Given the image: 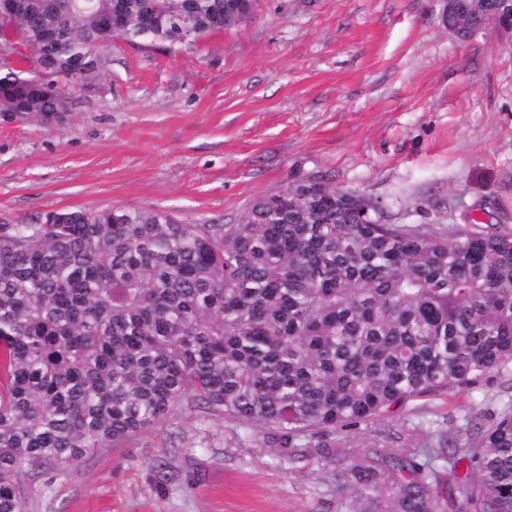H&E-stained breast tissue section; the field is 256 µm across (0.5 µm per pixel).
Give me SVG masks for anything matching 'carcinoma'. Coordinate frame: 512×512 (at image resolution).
Instances as JSON below:
<instances>
[{
  "instance_id": "obj_1",
  "label": "carcinoma",
  "mask_w": 512,
  "mask_h": 512,
  "mask_svg": "<svg viewBox=\"0 0 512 512\" xmlns=\"http://www.w3.org/2000/svg\"><path fill=\"white\" fill-rule=\"evenodd\" d=\"M135 43L236 27L224 0H162ZM15 20L40 88L0 73V113L44 125L69 111L71 60L107 64L113 0H29ZM512 374V230L443 238L371 224L346 191L300 181L235 224L135 207L0 224V512L26 482L78 465L173 415L185 399L279 433L336 480V512H512V410L468 436L338 451L316 440L393 419L417 399ZM467 462L444 481L448 456Z\"/></svg>"
}]
</instances>
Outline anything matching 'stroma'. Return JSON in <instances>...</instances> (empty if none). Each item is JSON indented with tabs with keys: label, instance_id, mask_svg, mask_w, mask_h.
I'll return each instance as SVG.
<instances>
[{
	"label": "stroma",
	"instance_id": "stroma-1",
	"mask_svg": "<svg viewBox=\"0 0 512 512\" xmlns=\"http://www.w3.org/2000/svg\"><path fill=\"white\" fill-rule=\"evenodd\" d=\"M444 0H257L195 42L115 37L66 118L0 124V224L132 206L233 224L256 198L320 180L377 202L386 223L448 236L512 227V33L462 41ZM512 407L494 376L331 435L366 451L423 448L467 412ZM25 512H336L316 458L275 430L182 402L80 466L28 482Z\"/></svg>",
	"mask_w": 512,
	"mask_h": 512
}]
</instances>
